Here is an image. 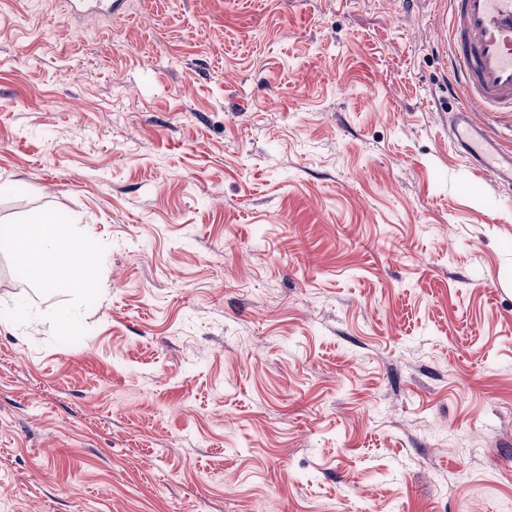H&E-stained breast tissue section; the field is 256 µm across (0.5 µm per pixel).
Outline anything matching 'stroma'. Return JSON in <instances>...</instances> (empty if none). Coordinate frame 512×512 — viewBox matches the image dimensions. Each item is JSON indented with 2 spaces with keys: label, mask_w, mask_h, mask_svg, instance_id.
<instances>
[{
  "label": "stroma",
  "mask_w": 512,
  "mask_h": 512,
  "mask_svg": "<svg viewBox=\"0 0 512 512\" xmlns=\"http://www.w3.org/2000/svg\"><path fill=\"white\" fill-rule=\"evenodd\" d=\"M430 0H0V512H512V186ZM0 244L8 248L27 270L28 280L42 288L88 284L90 264L70 223L47 215L31 224L16 225Z\"/></svg>",
  "instance_id": "35a3bbf8"
}]
</instances>
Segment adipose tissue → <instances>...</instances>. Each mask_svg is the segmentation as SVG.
<instances>
[{
    "label": "adipose tissue",
    "mask_w": 512,
    "mask_h": 512,
    "mask_svg": "<svg viewBox=\"0 0 512 512\" xmlns=\"http://www.w3.org/2000/svg\"><path fill=\"white\" fill-rule=\"evenodd\" d=\"M0 246L8 248L26 269L28 278L44 288L89 281L90 265L70 223L48 215L31 224L14 227L0 235Z\"/></svg>",
    "instance_id": "adipose-tissue-1"
}]
</instances>
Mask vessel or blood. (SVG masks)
Segmentation results:
<instances>
[{"mask_svg": "<svg viewBox=\"0 0 512 512\" xmlns=\"http://www.w3.org/2000/svg\"><path fill=\"white\" fill-rule=\"evenodd\" d=\"M438 39L449 45L448 139L477 176L512 185V149L504 148L480 112H512V0H440Z\"/></svg>", "mask_w": 512, "mask_h": 512, "instance_id": "1", "label": "vessel or blood"}]
</instances>
